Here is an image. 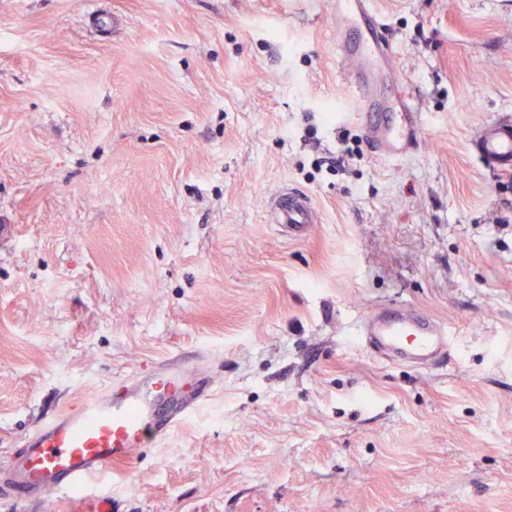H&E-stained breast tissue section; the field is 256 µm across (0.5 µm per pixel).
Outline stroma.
Wrapping results in <instances>:
<instances>
[{"mask_svg": "<svg viewBox=\"0 0 512 512\" xmlns=\"http://www.w3.org/2000/svg\"><path fill=\"white\" fill-rule=\"evenodd\" d=\"M328 2L0 0V468L145 365L206 352L213 384L118 473L0 512H512V174L471 149L512 118V0H375L423 115L400 162L347 113ZM283 187L306 238L268 221ZM404 305L447 357L361 343ZM274 224L288 228V236L305 237L312 224L318 223V213L308 195L292 189H281L270 198ZM359 336L382 358L409 366L427 365L449 349L448 328L409 307L370 312L360 323Z\"/></svg>", "mask_w": 512, "mask_h": 512, "instance_id": "1", "label": "stroma"}]
</instances>
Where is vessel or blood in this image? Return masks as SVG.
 <instances>
[{
	"instance_id": "obj_1",
	"label": "vessel or blood",
	"mask_w": 512,
	"mask_h": 512,
	"mask_svg": "<svg viewBox=\"0 0 512 512\" xmlns=\"http://www.w3.org/2000/svg\"><path fill=\"white\" fill-rule=\"evenodd\" d=\"M336 57L356 101L355 115L373 151L390 161L412 154L419 143L421 114L405 87L388 100L380 68L395 69L392 44L371 0H331ZM485 167L512 171V122L485 125L472 143ZM274 223L289 236H306L318 221L308 195L292 189L270 199ZM364 343L382 358L409 366L429 364L447 354L448 330L409 307L380 308L361 321ZM212 385L200 364L156 363L79 400L44 422L26 439L7 473L20 498L72 491L131 463L142 448L168 435L208 398Z\"/></svg>"
}]
</instances>
